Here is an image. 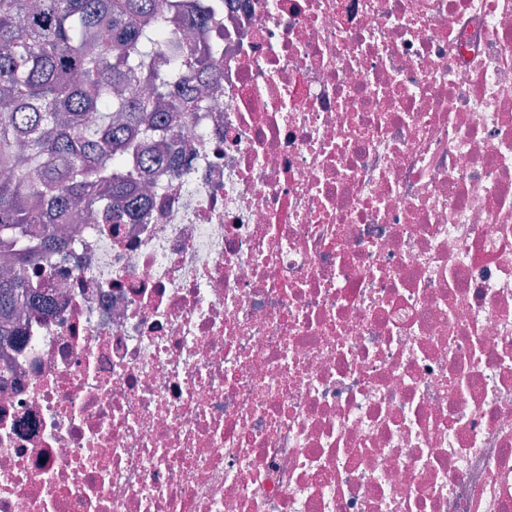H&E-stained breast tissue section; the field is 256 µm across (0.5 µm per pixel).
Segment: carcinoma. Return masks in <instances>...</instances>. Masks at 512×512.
<instances>
[{"mask_svg": "<svg viewBox=\"0 0 512 512\" xmlns=\"http://www.w3.org/2000/svg\"><path fill=\"white\" fill-rule=\"evenodd\" d=\"M211 11L158 0H0V339L48 306L31 268L67 241L59 225L141 224L152 197L129 155L177 172V129L219 76V40L165 36L207 26Z\"/></svg>", "mask_w": 512, "mask_h": 512, "instance_id": "cac0c4a2", "label": "carcinoma"}]
</instances>
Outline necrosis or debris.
I'll list each match as a JSON object with an SVG mask.
<instances>
[{"label":"necrosis or debris","mask_w":512,"mask_h":512,"mask_svg":"<svg viewBox=\"0 0 512 512\" xmlns=\"http://www.w3.org/2000/svg\"><path fill=\"white\" fill-rule=\"evenodd\" d=\"M186 175L0 341V512H512V0H224Z\"/></svg>","instance_id":"1"}]
</instances>
